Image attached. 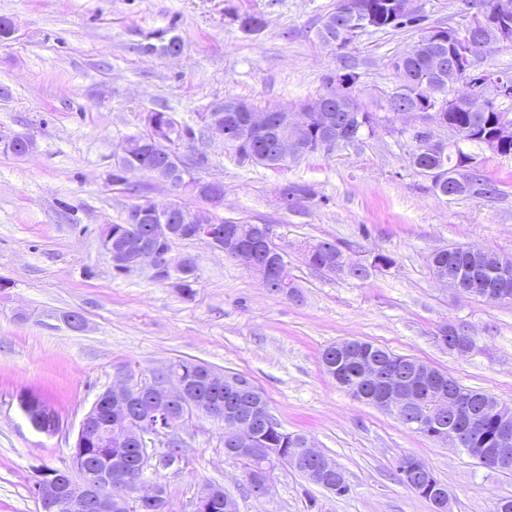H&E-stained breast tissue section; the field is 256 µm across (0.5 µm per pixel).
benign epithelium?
Returning a JSON list of instances; mask_svg holds the SVG:
<instances>
[{
  "label": "benign epithelium",
  "mask_w": 512,
  "mask_h": 512,
  "mask_svg": "<svg viewBox=\"0 0 512 512\" xmlns=\"http://www.w3.org/2000/svg\"><path fill=\"white\" fill-rule=\"evenodd\" d=\"M347 24L371 27L369 14L363 4L354 0L345 11ZM512 43V8L493 0L476 6L466 23L455 32V41L448 54L439 48L430 53L429 72L435 79L432 94L448 99V104H469L476 97L488 107H497L512 99V74L496 70L488 65L486 49L491 44ZM396 98H386L388 110L397 113L420 115L422 124L413 128L410 138L414 150L437 152L448 150L453 157V167L446 172L442 168L431 170L430 180L437 192L450 200L455 198L453 186L481 188L474 178L477 161L465 152L464 145L473 138L459 134L446 141L435 137L432 128H446L441 109L421 110V106L409 103L395 107ZM223 112L212 115L207 132L210 136L229 138L233 135L253 139L259 145H270L272 153L281 163L302 158L306 152V131L310 112L323 113L321 147L331 152L338 146H353L363 138L367 125L361 114L353 116L341 129L333 117L326 113L323 100H317L304 112L280 114L276 132L269 133V117L265 112H256L247 102L227 99ZM0 145L23 157L34 146L27 135L0 129ZM140 172L156 177L171 189H177L181 177L187 175L184 156L175 151L167 159L140 168ZM202 203L209 214L224 209V186L213 179H198ZM131 224L151 225L150 237L134 244L131 258L126 252L112 249V236L100 245L110 262L130 274L147 271L154 277L173 266L174 261L187 267L193 264L189 256L174 258L170 250H158L153 241L167 240L202 241L244 267L264 264L265 284L278 283L288 271V253L277 248L269 225H257V233L249 243H239L232 235L229 225L210 221L199 224L195 217L181 210L178 203L157 204L142 201L129 217ZM435 279L448 285L457 293L479 294L492 304L512 301V279L504 277L499 288L483 287L474 275L457 269H443L434 258H429ZM404 365L380 362L366 357L360 362L362 381L378 390L366 396L358 388L352 395L359 401H367L379 410L394 416L405 428L416 432H428L434 440L455 448L475 462L493 465L502 470L512 468V419L506 415L498 418L490 439V447L478 443L484 435L486 415L478 412L472 400L463 392L446 387V377L435 368L420 360L412 361L409 375L403 373ZM233 400L225 401L220 396L202 397L198 386L189 380L176 377L170 372H158L144 377L130 367L123 370L121 379L99 393L92 406L81 420L71 456L82 453L87 436L93 431L101 411H106L109 420L105 442L113 450V460L120 463L131 449L137 451V470L121 472L114 476L85 474L76 482L71 469H54L43 473L37 485L39 508L44 512L53 507L57 512H81L91 503L98 512H112L117 506L122 510L134 508L138 512H161L165 508L164 489L161 484L147 479L160 470H167L179 463L174 449L182 447L175 437L174 429L193 414L224 425V453L243 466L245 487L250 495L263 498L270 489V469L255 470L256 460L270 461L278 455L276 448L256 447L257 438L282 431V427L262 399L260 390L246 378L239 377L232 384ZM22 412L32 426L41 432L53 434L59 420L39 406L32 397L20 402ZM295 469L310 482H325L337 472L336 463L310 442L293 453ZM405 486L430 503L434 512H445L449 502L446 486L436 482L427 467H419L414 477ZM223 495V487L214 486L197 496L193 512H212V500Z\"/></svg>",
  "instance_id": "obj_1"
}]
</instances>
